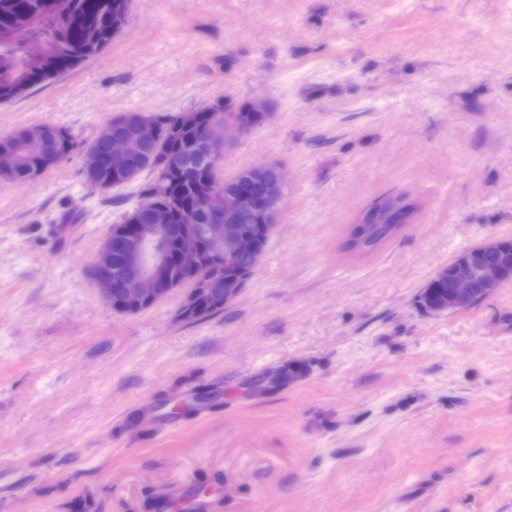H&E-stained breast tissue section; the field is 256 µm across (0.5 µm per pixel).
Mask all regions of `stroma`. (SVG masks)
Returning a JSON list of instances; mask_svg holds the SVG:
<instances>
[{
  "instance_id": "35a3bbf8",
  "label": "stroma",
  "mask_w": 512,
  "mask_h": 512,
  "mask_svg": "<svg viewBox=\"0 0 512 512\" xmlns=\"http://www.w3.org/2000/svg\"><path fill=\"white\" fill-rule=\"evenodd\" d=\"M257 97L268 121L220 167L283 164L280 219L202 322L175 321L178 291L135 315L99 297L87 269L124 208L82 151L0 180V512H512V281L458 313L417 303L512 238V0H130L101 52L0 105V137ZM399 191L415 223L344 252Z\"/></svg>"
}]
</instances>
